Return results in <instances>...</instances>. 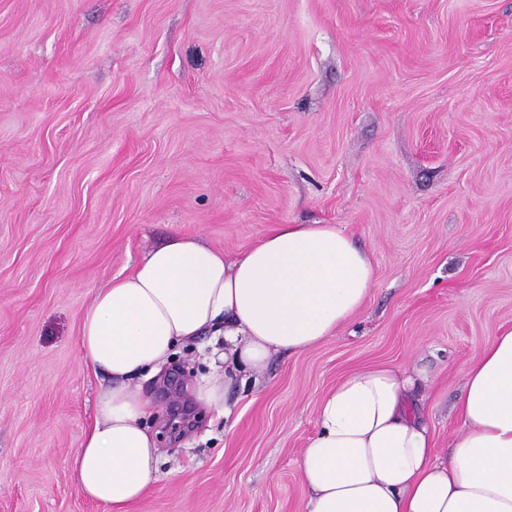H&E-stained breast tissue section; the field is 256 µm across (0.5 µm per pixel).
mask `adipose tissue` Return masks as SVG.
Here are the masks:
<instances>
[{
	"label": "adipose tissue",
	"instance_id": "adipose-tissue-1",
	"mask_svg": "<svg viewBox=\"0 0 512 512\" xmlns=\"http://www.w3.org/2000/svg\"><path fill=\"white\" fill-rule=\"evenodd\" d=\"M373 274L369 254L334 224H279L234 254L189 234L149 251L97 289L82 317V356L110 382L70 464L77 490L107 512L146 492L160 450L139 381L163 375L181 348L223 333L224 372L203 377L195 397L225 412L234 377L336 335L365 303ZM421 380L382 365L321 397L300 458L302 512H512V328L466 370L447 453L415 399Z\"/></svg>",
	"mask_w": 512,
	"mask_h": 512
}]
</instances>
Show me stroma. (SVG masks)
I'll use <instances>...</instances> for the list:
<instances>
[{"instance_id":"obj_1","label":"stroma","mask_w":512,"mask_h":512,"mask_svg":"<svg viewBox=\"0 0 512 512\" xmlns=\"http://www.w3.org/2000/svg\"><path fill=\"white\" fill-rule=\"evenodd\" d=\"M335 224L374 280L335 336L197 404L209 337L140 386L155 481L126 512H302L343 375L417 367L437 447L512 326V0H0V512H106L70 463L95 289L173 233L230 253Z\"/></svg>"}]
</instances>
